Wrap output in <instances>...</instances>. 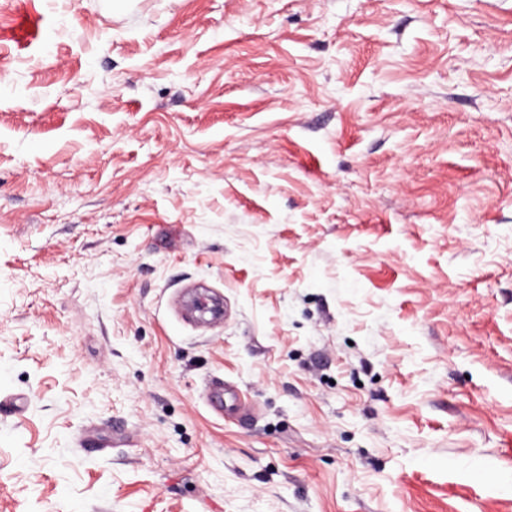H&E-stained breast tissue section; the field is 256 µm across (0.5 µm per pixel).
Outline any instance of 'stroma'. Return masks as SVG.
<instances>
[{
  "mask_svg": "<svg viewBox=\"0 0 512 512\" xmlns=\"http://www.w3.org/2000/svg\"><path fill=\"white\" fill-rule=\"evenodd\" d=\"M0 512H512V0H0Z\"/></svg>",
  "mask_w": 512,
  "mask_h": 512,
  "instance_id": "1",
  "label": "stroma"
}]
</instances>
